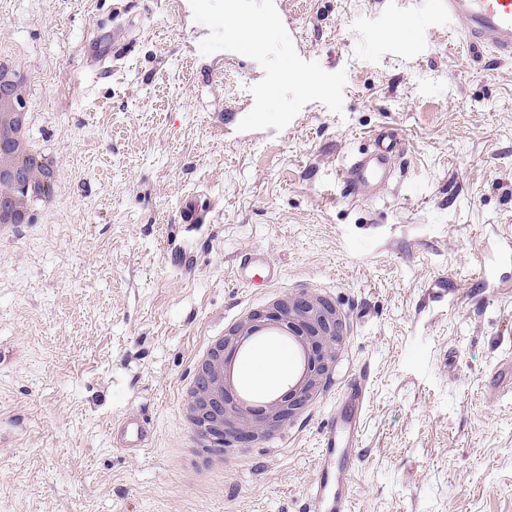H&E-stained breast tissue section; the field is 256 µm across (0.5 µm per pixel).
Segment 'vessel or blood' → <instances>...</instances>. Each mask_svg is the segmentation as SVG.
Returning <instances> with one entry per match:
<instances>
[{
	"mask_svg": "<svg viewBox=\"0 0 512 512\" xmlns=\"http://www.w3.org/2000/svg\"><path fill=\"white\" fill-rule=\"evenodd\" d=\"M449 22L464 27L467 47L491 49L512 58V0H445ZM405 143L399 133L383 126L368 137L366 149L343 164L340 177L348 198L366 199L389 186L397 177V160ZM205 208L198 195L186 196L178 210L183 224H200ZM279 277L277 267L260 252L243 255L234 279L246 286L267 285ZM369 376L359 373L338 392V406L319 432L313 478L307 486L303 512H353L351 483L361 437L362 412L368 400ZM152 424L143 416L113 422V448L137 453L147 448Z\"/></svg>",
	"mask_w": 512,
	"mask_h": 512,
	"instance_id": "b4317fda",
	"label": "vessel or blood"
}]
</instances>
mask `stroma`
<instances>
[{"label": "stroma", "instance_id": "1", "mask_svg": "<svg viewBox=\"0 0 512 512\" xmlns=\"http://www.w3.org/2000/svg\"><path fill=\"white\" fill-rule=\"evenodd\" d=\"M307 59L346 73L342 114L218 128L261 66L207 81L176 0H0L23 58L57 207L0 240V512H299L318 428L367 369L354 512H512V61L467 52L424 0H283ZM126 56L107 78L99 58ZM396 128L403 175L353 205L344 161ZM199 194L203 224L178 209ZM263 251L277 282H235ZM194 264L185 267V254ZM490 275L477 287L473 273ZM341 323L316 399L198 480L181 464L182 388L207 339L297 294ZM153 422L113 449V419ZM152 424L144 416H132L112 422V447L126 453H137L148 448Z\"/></svg>", "mask_w": 512, "mask_h": 512}]
</instances>
